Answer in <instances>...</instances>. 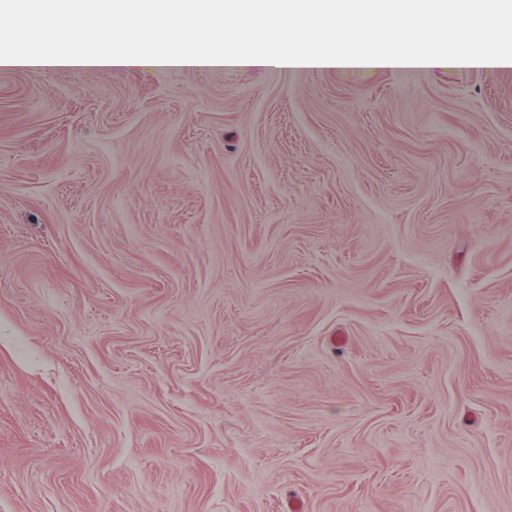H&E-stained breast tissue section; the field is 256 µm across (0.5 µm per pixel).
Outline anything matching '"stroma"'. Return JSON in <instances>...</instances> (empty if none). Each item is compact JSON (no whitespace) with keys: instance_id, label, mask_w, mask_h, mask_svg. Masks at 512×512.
<instances>
[{"instance_id":"obj_1","label":"stroma","mask_w":512,"mask_h":512,"mask_svg":"<svg viewBox=\"0 0 512 512\" xmlns=\"http://www.w3.org/2000/svg\"><path fill=\"white\" fill-rule=\"evenodd\" d=\"M292 499L512 512V66L0 67V512Z\"/></svg>"}]
</instances>
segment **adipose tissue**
I'll return each instance as SVG.
<instances>
[{
    "mask_svg": "<svg viewBox=\"0 0 512 512\" xmlns=\"http://www.w3.org/2000/svg\"><path fill=\"white\" fill-rule=\"evenodd\" d=\"M180 13V21L174 39L166 47L145 55H133L125 49L99 50L82 40L81 34L90 23L112 16V0H92L87 8L73 10L69 14L70 33L65 50L53 54H26L5 56L0 64L5 66L47 65L72 68H96L115 63H127L147 67L190 66L209 68L216 66L237 67L259 62L277 68L310 67H426L432 64L429 52L410 49L390 41L370 49L351 47L341 51L325 49L320 43H312L304 51H296V34L286 38L259 57L240 50L215 51L205 47L190 49V37L200 17H222L223 0H165ZM430 8V0H336L337 14L349 18L355 34H363L375 27L374 14L388 10L390 16L400 13L421 18Z\"/></svg>",
    "mask_w": 512,
    "mask_h": 512,
    "instance_id": "ef3b65f1",
    "label": "adipose tissue"
}]
</instances>
